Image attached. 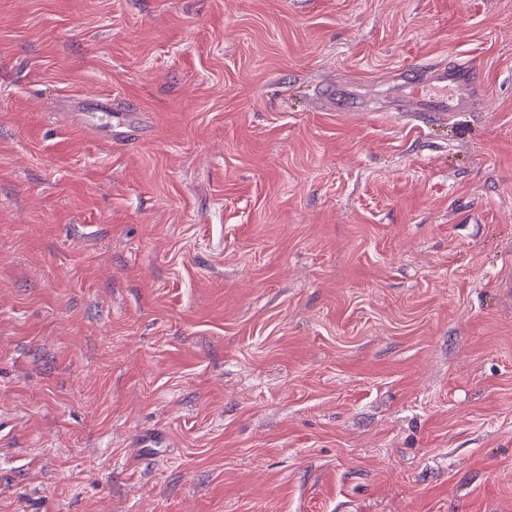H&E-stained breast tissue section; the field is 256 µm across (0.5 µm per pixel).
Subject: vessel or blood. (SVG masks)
Instances as JSON below:
<instances>
[{"label": "vessel or blood", "instance_id": "obj_1", "mask_svg": "<svg viewBox=\"0 0 512 512\" xmlns=\"http://www.w3.org/2000/svg\"><path fill=\"white\" fill-rule=\"evenodd\" d=\"M403 83L410 85L409 94L392 105L393 111L409 113L415 120L434 119L444 121L457 112L481 111L486 98L485 89L471 61L454 60L437 62L418 67L412 74L403 76ZM442 84L454 87L447 98L423 95L422 87ZM324 101L338 112H363L367 106L357 97L350 86L338 87L325 95ZM92 117L98 130L111 134L114 126L125 123V114L118 112L111 96L102 95L93 102Z\"/></svg>", "mask_w": 512, "mask_h": 512}]
</instances>
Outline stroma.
<instances>
[{
	"label": "stroma",
	"instance_id": "obj_1",
	"mask_svg": "<svg viewBox=\"0 0 512 512\" xmlns=\"http://www.w3.org/2000/svg\"><path fill=\"white\" fill-rule=\"evenodd\" d=\"M0 512H512V0H0ZM464 75L468 76L469 81L463 78ZM397 81L410 85L412 90L390 108L394 112H409L416 121H424L429 117L436 121H446L455 112L483 111L485 89L470 60L426 64L409 75L400 72ZM432 84L454 86L455 92L448 98H435L419 92V87ZM324 101L336 112H366L365 102L354 94L350 86L336 88V92L324 96ZM92 105L93 112L79 114L93 118L97 129L112 138V127L125 123L126 115L118 112L119 110L112 103L111 95L99 96Z\"/></svg>",
	"mask_w": 512,
	"mask_h": 512
}]
</instances>
